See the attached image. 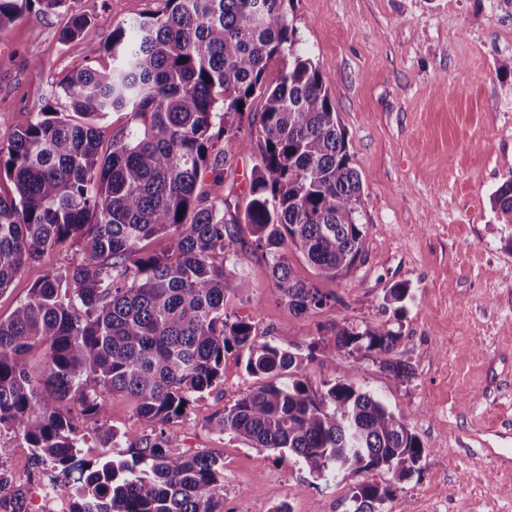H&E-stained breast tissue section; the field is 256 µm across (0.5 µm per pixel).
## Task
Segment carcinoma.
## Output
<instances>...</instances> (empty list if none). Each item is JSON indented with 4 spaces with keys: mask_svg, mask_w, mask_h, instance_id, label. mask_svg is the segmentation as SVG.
<instances>
[{
    "mask_svg": "<svg viewBox=\"0 0 512 512\" xmlns=\"http://www.w3.org/2000/svg\"><path fill=\"white\" fill-rule=\"evenodd\" d=\"M69 0H0V30L26 12ZM294 0H165L146 20L112 29V67H85L57 83L55 99L0 140V291L45 251L77 259L51 273L0 318V429L23 437L36 466L55 473L72 512H223L224 464L214 454L175 457L168 429L190 397L220 381L224 353L247 352L254 386L210 427L260 451L286 450L316 478L419 470L425 446L403 415L337 382L313 392L301 356L257 340L251 320H230L224 301L248 287L236 272L247 228L288 307L306 316L330 297L297 277L295 252L319 278L343 279L362 253V181L326 80L288 17ZM282 68L267 78L271 63ZM113 112L125 125L106 135ZM234 114L237 123L226 121ZM248 122L256 153L241 210L198 192L209 151ZM512 221V176L492 194ZM167 239L159 252L147 251ZM410 288L386 289L403 309ZM401 334L382 324L337 326L336 349L361 353L397 378ZM41 351L42 370L27 360ZM132 398L159 426L132 443L99 426L103 392ZM97 425L106 452L80 457V422ZM391 489L354 488L352 512H379ZM0 507L28 512L25 492L0 464Z\"/></svg>",
    "mask_w": 512,
    "mask_h": 512,
    "instance_id": "cac0c4a2",
    "label": "carcinoma"
}]
</instances>
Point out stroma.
Instances as JSON below:
<instances>
[{"mask_svg":"<svg viewBox=\"0 0 512 512\" xmlns=\"http://www.w3.org/2000/svg\"><path fill=\"white\" fill-rule=\"evenodd\" d=\"M163 0H75L88 25L70 41L64 14L27 13L0 30V138L25 127L53 100L56 82L83 66L113 25L150 16ZM290 19L323 73L363 183V254L340 280L315 277L292 258L299 278L331 302L314 316L289 310L265 258L241 233L240 273L250 286L229 296V318H248L259 341L297 349L311 390L343 381L405 415L427 449L404 479L355 471L327 482L294 456L258 452L210 427L255 380L245 352L224 355V376L192 397L174 420L179 453H213L224 463V512H352L365 482L390 486L381 512H512V223L491 194L512 177V0H294ZM222 181L205 172L209 196L243 194L257 158L239 139L216 141ZM56 248L0 290L7 318L44 276L69 265ZM405 282L401 312L382 309L385 288ZM382 323L401 334L397 352L413 375L399 380L378 364L337 351V324ZM105 426L138 440L152 424L126 396H104ZM0 464L41 512L31 450L0 434Z\"/></svg>","mask_w":512,"mask_h":512,"instance_id":"obj_1","label":"stroma"}]
</instances>
